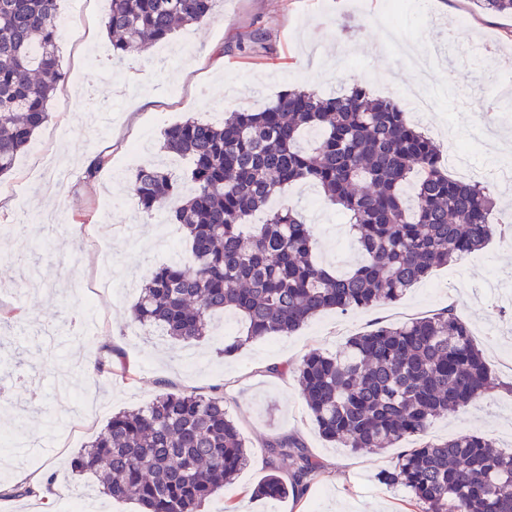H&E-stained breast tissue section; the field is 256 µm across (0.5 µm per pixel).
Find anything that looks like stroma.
Listing matches in <instances>:
<instances>
[{
    "label": "stroma",
    "mask_w": 512,
    "mask_h": 512,
    "mask_svg": "<svg viewBox=\"0 0 512 512\" xmlns=\"http://www.w3.org/2000/svg\"><path fill=\"white\" fill-rule=\"evenodd\" d=\"M108 0H61L59 56L66 80L51 117L0 184L23 185L0 195V308L18 319L0 327V428L17 445L0 450V512H59L75 480L70 461L102 432L112 415L147 406L164 391L219 396L246 441L248 459L207 512H414L407 493L377 475L413 447L406 438L382 452L334 448L319 434L300 395L295 368L312 350L333 353L353 336L454 307L501 381V388L442 415L428 436L445 440L476 430L512 449V306L499 307L497 276L512 289V240L492 236L481 263L464 256L435 268L400 300L341 313H320L288 336H268L225 354L223 315L208 336L184 345L133 323L135 287L156 267L189 248L178 225L156 222L132 200L128 184L139 165L157 160L175 174L187 162L161 152L165 127L189 118L221 122L225 112L259 110L289 89L321 95L361 85L375 96L411 106L425 81L437 88L432 111L411 114L437 144L458 133L475 181L496 204L492 222L512 218V181L494 174L496 158L477 128L493 112L498 143L512 145V15H490L472 0H409L393 17L391 0H217L207 23L177 29L164 47L129 53L120 62L97 57L108 38ZM467 23H460V15ZM481 44L495 54L509 87L488 83L474 63ZM452 85H445L446 74ZM109 162L87 178L95 155ZM311 225L319 261L346 271L360 253L348 224L317 190L291 186L274 197ZM116 284L92 289L102 262ZM124 362L133 381L95 371L97 360ZM288 366L275 378L272 366ZM301 443L323 467L304 497L254 496L289 460L270 464L267 444ZM49 491L30 496V477Z\"/></svg>",
    "instance_id": "1"
}]
</instances>
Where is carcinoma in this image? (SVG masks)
Returning a JSON list of instances; mask_svg holds the SVG:
<instances>
[{
	"label": "carcinoma",
	"mask_w": 512,
	"mask_h": 512,
	"mask_svg": "<svg viewBox=\"0 0 512 512\" xmlns=\"http://www.w3.org/2000/svg\"><path fill=\"white\" fill-rule=\"evenodd\" d=\"M112 58L168 40L202 23L215 0H109ZM512 14V0H474ZM60 0H0V176L50 117L65 74L59 60ZM310 132L314 145H299ZM162 148L189 160V184L163 165L136 170L129 192L145 212L162 210L186 232L187 260L154 269L132 320L190 344L211 317L234 312L242 331L224 351L291 334L325 310L389 304L453 258L484 248L493 198L478 182L444 170L439 146L399 105L361 86L333 96L287 90L259 112L235 109L221 124L187 119L163 130ZM307 183L348 219L362 254L338 274L315 256L311 225L290 205L267 209L285 187ZM260 210L266 220L243 226ZM300 393L321 435L338 448L385 450L406 437L418 446L378 481L402 487L419 512H512V451L477 432L427 438L434 418L502 387L468 326L450 307L399 326H379L297 367ZM273 472L256 495L299 493L322 465L302 445L273 439ZM245 440L224 399L162 392L146 407L112 416L72 459L99 493L133 500L144 512H199L246 464Z\"/></svg>",
	"instance_id": "carcinoma-1"
}]
</instances>
